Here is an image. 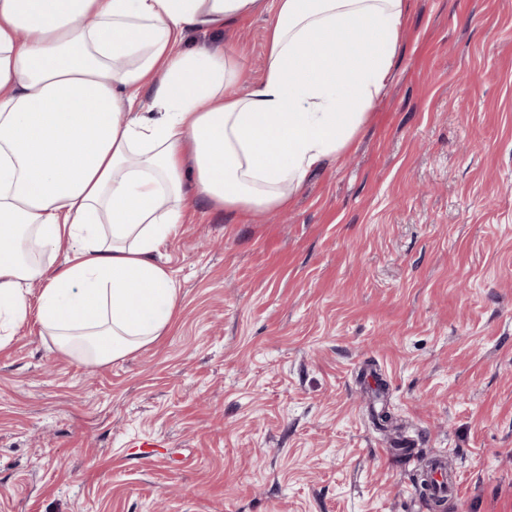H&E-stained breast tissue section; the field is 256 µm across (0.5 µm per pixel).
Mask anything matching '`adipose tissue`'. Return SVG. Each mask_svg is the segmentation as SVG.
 <instances>
[{
  "mask_svg": "<svg viewBox=\"0 0 512 512\" xmlns=\"http://www.w3.org/2000/svg\"><path fill=\"white\" fill-rule=\"evenodd\" d=\"M410 0H0V349L27 318L60 352L124 359L168 326L161 247L195 193L286 208L393 78ZM268 15L261 79L218 45ZM70 251L53 256L62 243ZM49 262H29V246Z\"/></svg>",
  "mask_w": 512,
  "mask_h": 512,
  "instance_id": "1",
  "label": "adipose tissue"
}]
</instances>
